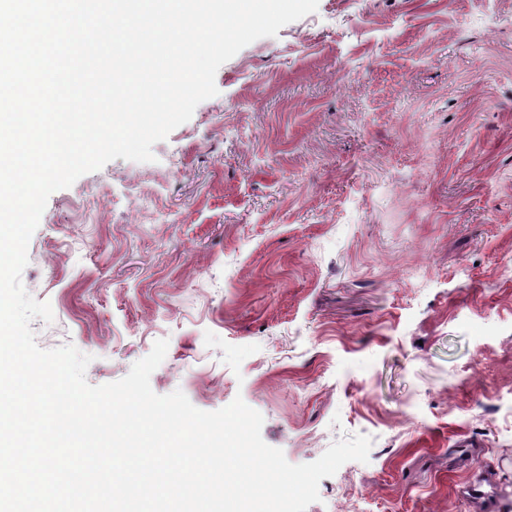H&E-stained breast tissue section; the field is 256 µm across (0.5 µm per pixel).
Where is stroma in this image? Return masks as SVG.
Returning <instances> with one entry per match:
<instances>
[{"label": "stroma", "instance_id": "obj_1", "mask_svg": "<svg viewBox=\"0 0 512 512\" xmlns=\"http://www.w3.org/2000/svg\"><path fill=\"white\" fill-rule=\"evenodd\" d=\"M153 147L48 199L27 292L93 385L242 397L293 464L371 437L307 512H512V0H319Z\"/></svg>", "mask_w": 512, "mask_h": 512}]
</instances>
